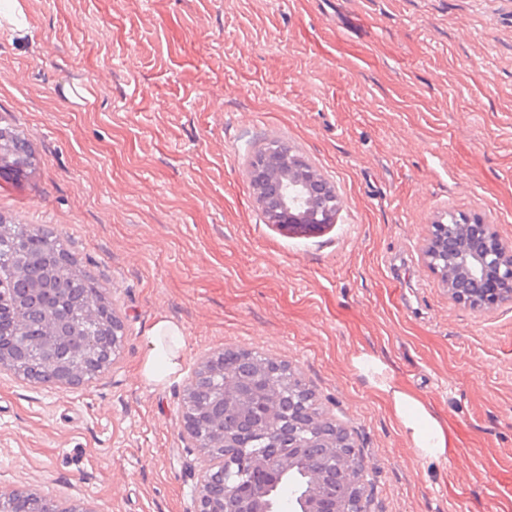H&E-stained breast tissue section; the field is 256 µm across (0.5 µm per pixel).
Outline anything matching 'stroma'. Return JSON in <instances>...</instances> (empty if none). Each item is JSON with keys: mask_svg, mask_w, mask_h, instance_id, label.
<instances>
[{"mask_svg": "<svg viewBox=\"0 0 512 512\" xmlns=\"http://www.w3.org/2000/svg\"><path fill=\"white\" fill-rule=\"evenodd\" d=\"M0 30V126L38 168L0 217L52 228L126 325L119 362L49 387L0 371V489L93 512H190L178 409L197 358L285 362L334 404L372 512H512V301L453 303L420 248L451 214L512 243V0H21ZM271 139L341 200L305 236L248 176ZM167 319L183 365L139 373ZM381 359L448 425L418 456L352 366Z\"/></svg>", "mask_w": 512, "mask_h": 512, "instance_id": "1", "label": "stroma"}]
</instances>
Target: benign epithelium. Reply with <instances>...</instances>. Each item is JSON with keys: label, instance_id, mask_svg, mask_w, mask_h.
<instances>
[{"label": "benign epithelium", "instance_id": "1", "mask_svg": "<svg viewBox=\"0 0 512 512\" xmlns=\"http://www.w3.org/2000/svg\"><path fill=\"white\" fill-rule=\"evenodd\" d=\"M255 202L265 223L312 235L335 223V188L293 150L266 151L251 170ZM422 261L440 276L448 298L474 311L512 301V245L483 221L431 225ZM43 289L18 288L0 276V371L30 383L80 386L116 362L126 336L117 312L98 291L79 310L42 304ZM290 365L251 350L224 347L199 358L184 388L180 437L200 466L193 512H279L278 487L294 472L290 512H370L367 467L350 432L301 385L284 387ZM0 512H93L83 502H58L32 489L0 490Z\"/></svg>", "mask_w": 512, "mask_h": 512}]
</instances>
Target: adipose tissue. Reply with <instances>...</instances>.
<instances>
[{"mask_svg": "<svg viewBox=\"0 0 512 512\" xmlns=\"http://www.w3.org/2000/svg\"><path fill=\"white\" fill-rule=\"evenodd\" d=\"M183 345L178 325L164 319L156 322L147 338L142 379L154 386L166 384L181 368ZM352 365L389 399L407 440L420 457L436 460L446 456L450 447L448 427L426 403L400 389L380 359L360 354L353 358Z\"/></svg>", "mask_w": 512, "mask_h": 512, "instance_id": "1", "label": "adipose tissue"}]
</instances>
